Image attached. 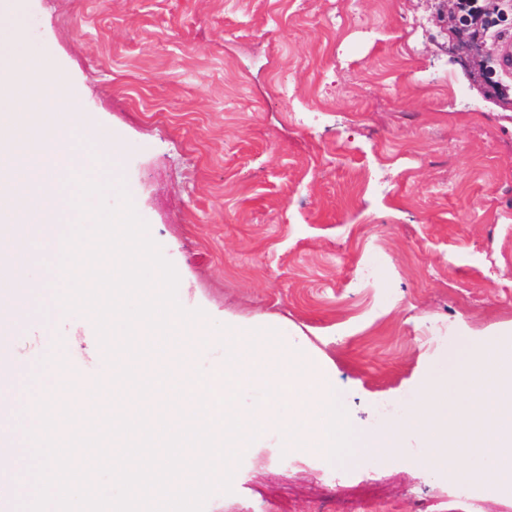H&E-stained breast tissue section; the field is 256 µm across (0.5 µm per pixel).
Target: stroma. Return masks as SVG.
Segmentation results:
<instances>
[{
	"label": "stroma",
	"mask_w": 512,
	"mask_h": 512,
	"mask_svg": "<svg viewBox=\"0 0 512 512\" xmlns=\"http://www.w3.org/2000/svg\"><path fill=\"white\" fill-rule=\"evenodd\" d=\"M17 24L42 81L121 142L77 169L109 205L125 187L179 304L303 335L355 439L447 350L512 329V113L451 60L434 0H9L0 43ZM48 334L82 375L110 373L91 318L33 320L0 352V395L30 393L10 372L41 370ZM400 455L251 448L204 512H512V493H457L463 460L443 475Z\"/></svg>",
	"instance_id": "1"
}]
</instances>
